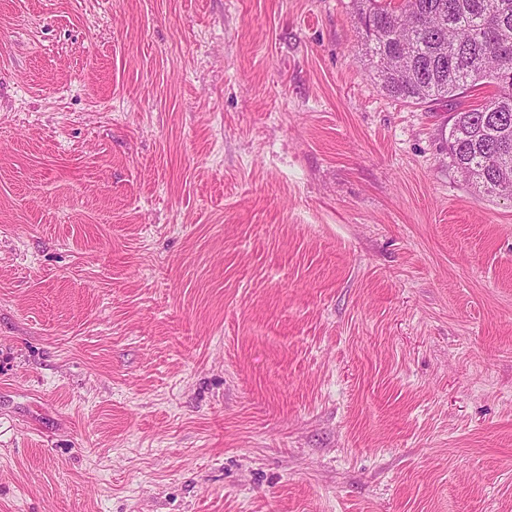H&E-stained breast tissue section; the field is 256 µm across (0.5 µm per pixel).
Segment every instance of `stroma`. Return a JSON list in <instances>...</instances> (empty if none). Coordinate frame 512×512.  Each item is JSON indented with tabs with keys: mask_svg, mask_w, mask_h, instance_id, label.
I'll list each match as a JSON object with an SVG mask.
<instances>
[{
	"mask_svg": "<svg viewBox=\"0 0 512 512\" xmlns=\"http://www.w3.org/2000/svg\"><path fill=\"white\" fill-rule=\"evenodd\" d=\"M351 0H0V512H512V199Z\"/></svg>",
	"mask_w": 512,
	"mask_h": 512,
	"instance_id": "obj_1",
	"label": "stroma"
}]
</instances>
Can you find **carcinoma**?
<instances>
[{"mask_svg": "<svg viewBox=\"0 0 512 512\" xmlns=\"http://www.w3.org/2000/svg\"><path fill=\"white\" fill-rule=\"evenodd\" d=\"M360 53L378 85L412 105L484 84L499 93L458 108L452 165L479 193L512 195V0H352Z\"/></svg>", "mask_w": 512, "mask_h": 512, "instance_id": "obj_1", "label": "carcinoma"}]
</instances>
